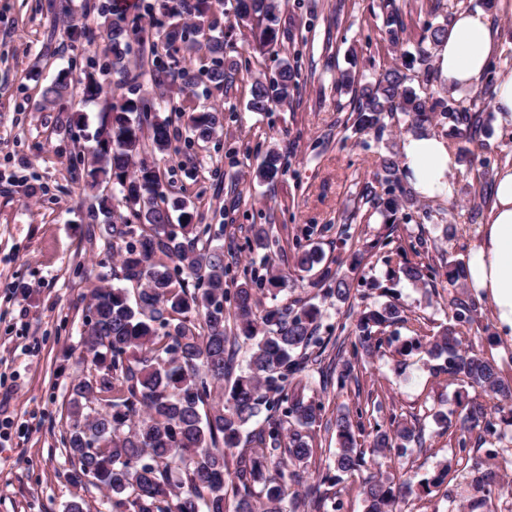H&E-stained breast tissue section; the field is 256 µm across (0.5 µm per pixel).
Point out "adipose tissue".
I'll list each match as a JSON object with an SVG mask.
<instances>
[{
    "mask_svg": "<svg viewBox=\"0 0 512 512\" xmlns=\"http://www.w3.org/2000/svg\"><path fill=\"white\" fill-rule=\"evenodd\" d=\"M498 48V31L490 16L480 10L454 13L447 38L436 51L440 82L448 89L472 88L482 79ZM409 178L421 196L434 198L450 194L448 175L455 169V157L439 137H411L402 145ZM494 205L481 239L470 259L469 288L494 302L500 329L512 335V167L495 175Z\"/></svg>",
    "mask_w": 512,
    "mask_h": 512,
    "instance_id": "obj_1",
    "label": "adipose tissue"
}]
</instances>
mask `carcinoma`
<instances>
[{"label":"carcinoma","instance_id":"obj_1","mask_svg":"<svg viewBox=\"0 0 512 512\" xmlns=\"http://www.w3.org/2000/svg\"><path fill=\"white\" fill-rule=\"evenodd\" d=\"M277 0H236L239 20L250 24L251 39L240 50L262 54L280 41ZM103 19L110 57L99 70L87 71L83 98L101 95L99 76L129 79L132 50L126 14L116 0L94 6ZM159 10L170 62L155 65L153 79L159 84L181 80L180 93H192V78L178 70L179 59L206 50L213 67L209 79L218 87L234 82L238 62L227 57L229 44L220 23L205 22L210 0H157L148 11ZM200 18L192 29L180 24L183 15ZM452 17L426 28L415 52L404 53L402 67H389L361 86L358 104L351 113V129L359 136H380L386 121L401 113L410 118V132L428 137L441 123L452 122L455 136L471 143L484 127L483 112L465 105L467 97L435 98L425 87L408 83L405 71L429 70L430 53L448 35ZM293 66L283 65L275 76L250 83L247 108L266 113L272 105L288 102L296 86ZM71 79L65 72L41 94L39 108L59 113V128L66 133L79 120L68 114ZM194 138L209 139L221 123L219 112H179ZM170 117L144 112L140 99L127 98L101 114L93 139L96 148L82 160L83 179L89 189L104 180L119 184L121 201L132 222L112 221L109 198H97L87 218L101 224L105 233L124 243L122 280L138 286L135 301L119 286L92 291L84 319L82 346L87 373L71 387L72 423L62 445L74 467L71 477H86L107 491L106 512H277L286 497L288 483L302 478L313 456L311 430L321 420L320 399L297 392L302 377L312 372L318 357L313 347L325 349L317 336L322 312L308 303L261 306L258 293L274 288L288 290V275L273 269V256L281 252L278 238L259 225L247 240L249 250L261 255L259 266L243 271L228 288L229 266L224 263V225L195 224L185 199L168 201L162 190L154 158L171 150ZM477 155L467 149L457 156L466 173H475L481 185L493 181L489 170L476 169ZM400 156L393 150L379 156L375 179L387 185L379 195L366 186V202L379 211L384 223L394 224L397 213L417 200L399 176ZM285 173L282 154L270 148L255 170L260 182L273 183ZM179 212L178 231L170 230V210ZM416 261L404 259L401 272L414 284L426 283L435 272L426 261L428 250L420 241L411 247ZM295 266L315 272L309 287L325 298L345 302L351 296L348 280L325 263L317 245H296ZM448 285L465 284L468 265L444 261ZM478 315L476 303L457 305L454 323L438 335L420 333L401 345L408 355L423 353L444 359L439 370L448 380L481 388L497 400L496 407L512 412V384L503 382L496 366L480 352L461 348L459 327ZM406 321L404 310L388 301L370 307L353 327L342 325L354 340L340 344L338 352L351 359L336 364V385L345 388L354 378L352 360L374 357L383 343L399 340L391 327ZM249 344V356L235 373L233 343ZM460 450L468 448L466 432L481 425L487 437L498 435L481 404L461 405ZM338 448L322 475L321 484L335 486L341 474H354L367 464L359 438H369L370 448L406 449V443L422 440V433L394 418L384 425L372 421L362 408L338 412L334 424ZM364 512H396L398 502L413 494L404 483L393 488L381 479L364 483ZM234 499V509L228 508Z\"/></svg>","mask_w":512,"mask_h":512}]
</instances>
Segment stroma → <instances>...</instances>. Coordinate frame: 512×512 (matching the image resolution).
I'll use <instances>...</instances> for the list:
<instances>
[{
    "label": "stroma",
    "instance_id": "stroma-1",
    "mask_svg": "<svg viewBox=\"0 0 512 512\" xmlns=\"http://www.w3.org/2000/svg\"><path fill=\"white\" fill-rule=\"evenodd\" d=\"M87 0H0V512H68L81 503L84 512H99L104 491L70 477L71 465L61 443L70 423L69 387L81 374L82 322L93 289L113 285L121 267L119 248L107 245L102 225L87 223L93 199L83 190L79 160L93 150L85 137L95 130L101 112L124 98L168 100L166 87L151 78L155 56L163 45L134 47L129 70L137 81L112 83L97 101L85 102L80 80L90 59L105 60L106 35ZM489 15L500 31L501 47L486 78L512 71V0H495ZM84 19L95 31L92 40H73L71 19ZM398 45H391L382 0H279L277 25L283 38L273 50L249 57L247 80L215 89L208 78L211 61L199 54L183 61L195 83L196 96L187 110L222 113L223 127L208 141L194 140L185 122L173 118V151L159 164L169 198L194 204L200 224L224 227V261L232 276L242 277L259 255L247 240L253 226L279 237L281 261L290 265L293 281L288 300L316 302L323 312L318 331L334 360L338 328L365 308L393 300L408 322L398 326L400 340L411 336V322L423 334H437L452 324L454 299L476 301L479 315L461 337L463 346L480 350L500 377L512 384V341L501 336L486 295L465 286L451 287L443 277L415 286L388 260L387 250H367L377 239L410 249L425 240L433 259L469 261L479 241L478 229L494 203L472 178L449 176L451 197L421 198L397 223H385L365 203L362 192L373 180L376 163L388 143H403L397 123L381 137L354 135L346 122L356 101L355 89L414 50L426 23L439 24L442 13L433 0H409ZM297 71L290 103L269 114L247 108L249 78L273 75L283 64ZM73 80V102L83 117L72 133L58 129L57 113L39 109L43 87L60 70ZM355 84L338 88L340 73ZM478 155L491 170L512 165V127L489 121ZM276 147L287 162L286 175L261 183L254 171L265 150ZM349 235H342L343 225ZM315 243L326 261L338 264L353 283L341 303L317 296L308 276L292 267L296 244ZM360 266H353L356 252ZM355 382L340 389L329 385L321 398L324 417L366 405L381 421L389 418L421 427L424 443L410 442L405 452L384 449L368 463L372 473L399 486H418L439 472L444 483L431 492L411 495L400 512H472L480 500L479 482L512 485V426L508 415L491 416L498 434L487 447L459 451L458 397L485 403L484 393L449 384L437 363L423 354L400 355L384 345L381 355L355 365ZM447 414L453 425L441 429L434 413ZM495 456H488V449Z\"/></svg>",
    "mask_w": 512,
    "mask_h": 512
}]
</instances>
